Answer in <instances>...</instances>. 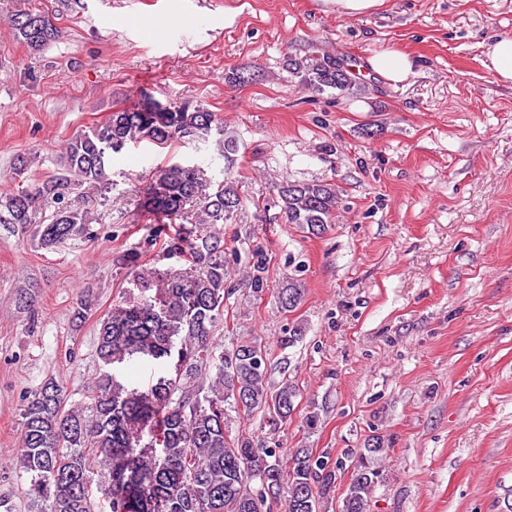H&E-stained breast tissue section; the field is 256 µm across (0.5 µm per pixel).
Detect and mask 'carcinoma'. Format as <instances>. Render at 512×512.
<instances>
[{"label":"carcinoma","mask_w":512,"mask_h":512,"mask_svg":"<svg viewBox=\"0 0 512 512\" xmlns=\"http://www.w3.org/2000/svg\"><path fill=\"white\" fill-rule=\"evenodd\" d=\"M11 23L16 38L34 50L58 36L38 8L11 15ZM288 68L318 93L345 94L355 86L350 65L336 58L290 59ZM222 124L203 104L116 111L65 143L63 173L0 195V223L33 224L42 247L61 245L86 233L89 223L88 212L64 205L66 196L106 184L112 155L142 140L164 149L219 132ZM276 191L287 223L323 233L336 208L334 185L286 181ZM199 197L205 205L196 222L153 227L124 255L135 267L162 237L166 258L189 269L152 296L124 297L99 321L100 370L87 386V402L65 408L63 386L54 380L28 396L16 463L30 476L24 495L40 505L38 512H271L273 500L285 512H322L334 495L343 462L230 429L231 410L246 417L261 412L270 428H281L300 392L288 380L271 389L264 346L248 340L224 350L215 336L231 293L224 225L242 206L233 181L206 186L197 167L171 163L158 170L143 204L154 215L176 217ZM252 268L245 286L258 296L267 286L263 253L255 252ZM302 294L291 282L279 293L281 309L294 311ZM128 365L148 373L149 383L126 382ZM382 451L374 441L355 456L342 512H366L383 479Z\"/></svg>","instance_id":"cac0c4a2"}]
</instances>
